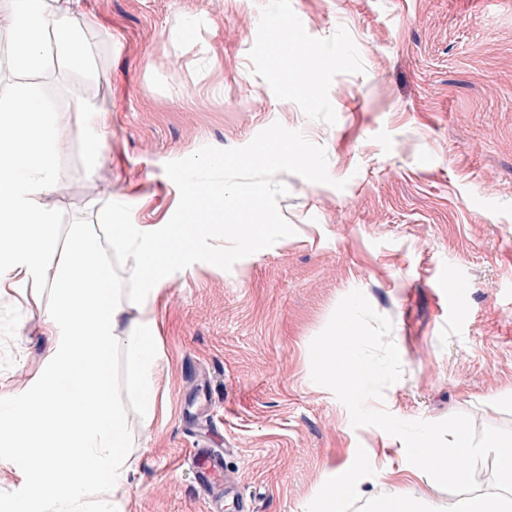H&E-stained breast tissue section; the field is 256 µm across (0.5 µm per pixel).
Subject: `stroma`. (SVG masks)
Listing matches in <instances>:
<instances>
[{
	"label": "stroma",
	"mask_w": 512,
	"mask_h": 512,
	"mask_svg": "<svg viewBox=\"0 0 512 512\" xmlns=\"http://www.w3.org/2000/svg\"><path fill=\"white\" fill-rule=\"evenodd\" d=\"M299 23L271 44L269 20ZM97 80L49 53L33 84L71 113L54 165L57 246L44 278L0 294V393L23 395L48 349L40 315L77 230L101 235L115 201L133 223L164 226L179 191L164 171L202 145L241 147L273 123L327 152L344 190L279 173L293 236L225 271L194 263L164 279L155 304L165 396L143 425L126 357L112 387L136 461L120 507L88 512H211L183 459L200 441L255 512H318L341 463L367 453L399 466L402 440L354 428L311 379L309 346L340 300L361 290L392 323L402 376L371 408L406 421L468 414L512 429V0H82ZM322 59L315 85L296 75ZM108 106V144L87 172L77 112ZM491 457L465 486L411 490L370 475L343 512H393L404 496L448 512L501 486Z\"/></svg>",
	"instance_id": "1"
}]
</instances>
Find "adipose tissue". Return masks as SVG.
Returning a JSON list of instances; mask_svg holds the SVG:
<instances>
[{
	"label": "adipose tissue",
	"mask_w": 512,
	"mask_h": 512,
	"mask_svg": "<svg viewBox=\"0 0 512 512\" xmlns=\"http://www.w3.org/2000/svg\"><path fill=\"white\" fill-rule=\"evenodd\" d=\"M9 3L27 73H39L52 51L73 69L91 73L93 49L70 21L81 0ZM70 120L69 113L52 110L26 85L0 103V154L8 156L0 166V292L41 278L44 259L56 248L57 214L41 198L56 185L53 161ZM126 276L144 284L128 299L115 288L98 239L75 238L60 297L42 318L50 342L44 367L24 398L0 395V440L5 443L0 455L27 482L17 512H46L42 491L48 485L58 492L60 512H73L92 495L115 497L127 491L133 465L125 449V418L112 397V352L125 351L142 398L143 422L151 424L162 396L154 383L159 351L148 341L157 332L153 312L162 279L142 264L128 268ZM132 303L140 307L135 321L127 318ZM66 380L74 382V391H63ZM434 451V438L426 431L404 444L407 466L394 470L374 455L364 464L399 485L415 478L432 483L447 475L462 483L467 464L490 454L497 459L504 492L460 497L448 512H512V450L497 434L475 444L464 432H449L441 452L455 461V468L417 469V462L431 459Z\"/></svg>",
	"instance_id": "ef3b65f1"
}]
</instances>
